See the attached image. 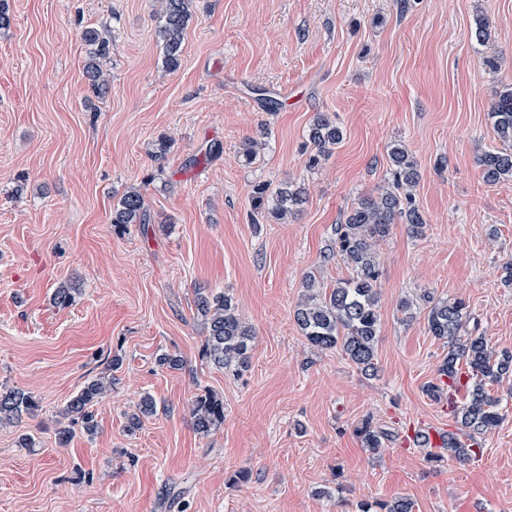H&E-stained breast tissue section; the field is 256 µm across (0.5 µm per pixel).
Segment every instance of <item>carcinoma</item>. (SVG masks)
<instances>
[{"mask_svg": "<svg viewBox=\"0 0 512 512\" xmlns=\"http://www.w3.org/2000/svg\"><path fill=\"white\" fill-rule=\"evenodd\" d=\"M192 0H161L156 36L162 44L166 68L180 67L184 33L191 18ZM86 46L84 77L92 91L102 95L108 88L103 63L110 54V42L98 30L87 28L82 33ZM490 116L503 148L485 152L478 157L485 182L489 184L512 180V84H507L492 103ZM343 140V130L326 113L315 114L308 127L311 151L306 165L317 166ZM264 143L248 138L243 141L241 157L253 163ZM391 185L378 195L363 196L352 207L344 223L336 226V250L324 256L330 261L341 257L351 270L350 277L330 288L310 277L298 302L294 318L308 343L322 351H340L362 373L376 371V348L380 334V288L377 247L390 235L392 226L404 224L408 233L419 238L425 233L426 219L416 204L413 190L420 181L418 163L403 145L393 143L387 151ZM303 202V189L285 185L270 196L263 185L253 188L251 206L253 223L260 220H283L297 211ZM147 221L145 198L138 190L122 195L112 209V223L144 224ZM427 328L432 336L448 345V354L439 368L446 381L432 385L428 392L435 398L459 387L468 389V400L452 405L456 423L465 438L448 434L443 450L448 456L467 462L482 451L477 438L498 427L502 420L500 400L487 386L512 376V352L494 350L483 334L464 335L470 318L466 304L427 297ZM196 308L207 329L204 356L226 371L246 366L253 350L252 328L240 315L233 298L224 294L198 292ZM108 383L100 378L86 383L68 402L64 415L70 423H81L85 432L96 429L92 407L106 392ZM32 395L20 389L0 390V421L13 422L37 409ZM190 415L196 432L208 436L224 423V400L207 389L195 396ZM363 447L376 451L384 447L388 433L362 419L355 427ZM359 512H414L408 498L386 502H363Z\"/></svg>", "mask_w": 512, "mask_h": 512, "instance_id": "cac0c4a2", "label": "carcinoma"}]
</instances>
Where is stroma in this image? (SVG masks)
<instances>
[{
    "label": "stroma",
    "mask_w": 512,
    "mask_h": 512,
    "mask_svg": "<svg viewBox=\"0 0 512 512\" xmlns=\"http://www.w3.org/2000/svg\"><path fill=\"white\" fill-rule=\"evenodd\" d=\"M159 0H7L0 27V389L39 406L0 424V512H358L411 498L415 512H512V379L491 386L503 420L466 463L428 462L411 429L455 430L438 383L448 352L425 296L459 299L466 332L512 350V181L477 163L499 148L490 108L512 83V0H193L181 65L166 69ZM492 43L478 44L479 20ZM112 41L105 94L83 76L88 27ZM498 67L488 70L485 57ZM279 101L267 111L259 92ZM344 138L315 169L303 146L314 115ZM170 141L162 159L160 138ZM265 147L249 166L245 139ZM217 157L204 159L211 143ZM403 144L429 224H396L379 247L378 373L310 347L293 319L335 227L388 181ZM305 188L298 214L254 226L255 185ZM139 189L150 220L120 229L112 206ZM74 290L54 304L58 286ZM231 296L255 332L247 368L203 354L198 291ZM413 300L412 315L398 308ZM181 359L159 366L160 355ZM112 386L98 428L57 436L85 382ZM213 390L224 422L197 434L189 406ZM157 404L128 427L144 395ZM389 432L381 453L354 429ZM244 471L248 482L231 484Z\"/></svg>",
    "instance_id": "1"
}]
</instances>
